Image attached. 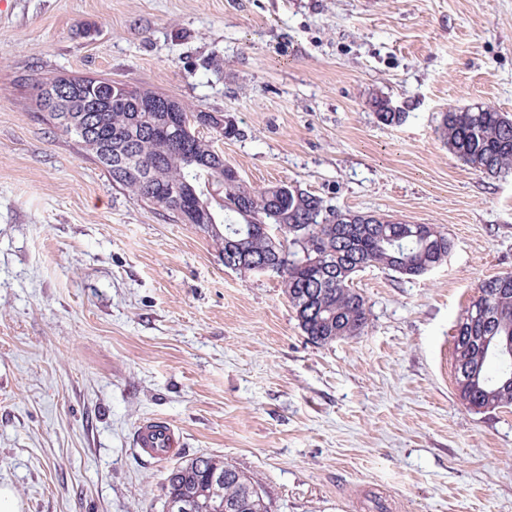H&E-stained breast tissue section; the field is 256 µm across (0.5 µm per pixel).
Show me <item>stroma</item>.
Returning a JSON list of instances; mask_svg holds the SVG:
<instances>
[{"instance_id": "1", "label": "stroma", "mask_w": 512, "mask_h": 512, "mask_svg": "<svg viewBox=\"0 0 512 512\" xmlns=\"http://www.w3.org/2000/svg\"><path fill=\"white\" fill-rule=\"evenodd\" d=\"M101 76L223 115L247 185L447 233L409 279L370 267L358 336L317 345L280 277L225 268L38 112L39 82ZM385 96L405 114L386 125ZM512 117V0H10L0 10V484L22 512H164L200 454L270 512H512V407L460 402L453 336L512 272V176L452 154L445 112ZM183 446L150 463L140 421ZM386 97H374L370 101V106L375 112L378 120L386 125L399 124L403 121L405 115L404 112H400L397 106L392 105ZM384 106L386 112H384Z\"/></svg>"}]
</instances>
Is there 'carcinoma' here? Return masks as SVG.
<instances>
[{
    "mask_svg": "<svg viewBox=\"0 0 512 512\" xmlns=\"http://www.w3.org/2000/svg\"><path fill=\"white\" fill-rule=\"evenodd\" d=\"M101 78L54 76L40 83L38 111L76 142L112 178L141 200L195 224L220 254L224 267L245 276L282 262V244H273L262 227L276 228L288 242V275L282 284L299 326L318 345L365 331L369 308L349 280L367 267L382 266L419 277L441 264L451 250L448 235L429 224H411L374 214L337 210L323 197L285 183L262 189L248 186L200 136L206 127L219 136L237 135L224 116L195 109L145 87L115 90L112 103L91 111L88 89L58 94L62 85ZM385 97L370 106L386 125L399 124L402 112H386ZM441 135L448 149L488 177L512 174V119L491 108L444 113ZM456 389L463 405L477 412L512 406V383L491 373H512V272L477 285L476 296L454 335ZM164 497L207 512L219 502L224 512H268L261 487L230 462L201 454L173 467Z\"/></svg>",
    "mask_w": 512,
    "mask_h": 512,
    "instance_id": "cac0c4a2",
    "label": "carcinoma"
}]
</instances>
